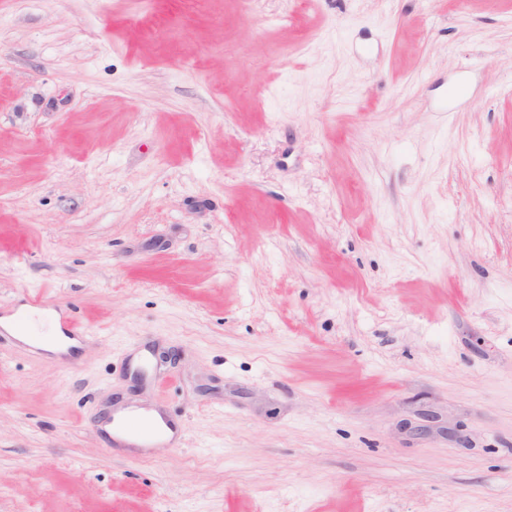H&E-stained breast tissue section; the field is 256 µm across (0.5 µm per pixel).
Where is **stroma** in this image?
Masks as SVG:
<instances>
[{"label":"stroma","instance_id":"stroma-1","mask_svg":"<svg viewBox=\"0 0 512 512\" xmlns=\"http://www.w3.org/2000/svg\"><path fill=\"white\" fill-rule=\"evenodd\" d=\"M31 290L0 512H512V0H0ZM51 336H46L43 341L37 346L51 354L59 355V354H71V350L79 348L80 343L71 337L65 336L59 330L52 331Z\"/></svg>","mask_w":512,"mask_h":512}]
</instances>
